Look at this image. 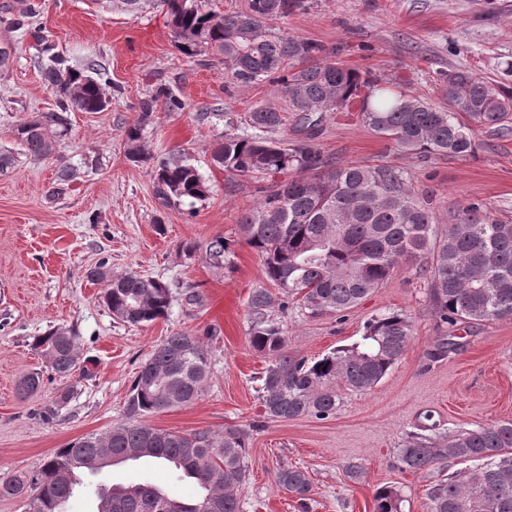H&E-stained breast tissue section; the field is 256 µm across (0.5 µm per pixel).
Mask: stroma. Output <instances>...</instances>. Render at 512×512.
<instances>
[{"instance_id":"stroma-1","label":"stroma","mask_w":512,"mask_h":512,"mask_svg":"<svg viewBox=\"0 0 512 512\" xmlns=\"http://www.w3.org/2000/svg\"><path fill=\"white\" fill-rule=\"evenodd\" d=\"M37 1L40 12L29 33L10 21L30 0H0V47L13 48L0 67V153L15 157L0 170V474L31 472L54 449L125 422L127 394L141 365L165 336L185 331L203 340L209 376L196 401L150 422L171 431L250 428L249 475L237 491L241 512H373L374 493L383 485L400 488L402 512H428L425 476L401 470L396 450L421 427L445 433L512 420V319L462 329L458 353L429 361L446 328L431 310L424 273L407 261L344 321L311 317L296 306L274 311L289 351L310 358L355 342L368 319L387 312L405 313L413 332L405 354L377 386L342 390L334 418H264L258 390L266 361L249 345L246 307L252 290L266 284L262 262L243 245L235 247L231 268L216 270L202 256L186 259L182 247L218 235L236 238L242 212L257 199L255 185L214 167L212 145L253 107L281 108L284 100L267 83L234 86L223 64L179 57L163 11L133 17L91 0ZM274 26L333 48L344 66L404 83L437 106L443 103L436 82L441 71L469 69L512 86V0H309L307 10ZM37 32L71 67L93 62L111 79L108 107L71 113L70 133L46 158L26 155L13 138L17 124L55 108L58 99L39 73ZM161 85L185 108H158L143 137L152 154H185L207 180L210 194L192 213L164 207L147 168L124 156L123 131L138 101ZM203 112L208 120H200ZM476 142L473 158L423 162L368 129L354 112L327 113L316 139L340 162L403 170L416 194L432 197L439 226L453 224L474 202L510 224L512 133L481 129ZM62 163L74 177L60 185L55 172ZM160 223L165 233H157ZM103 260L114 272L169 284L178 298L167 318L145 326L114 320L100 286L86 278ZM189 288L199 295L191 305L183 297ZM61 326L74 334L86 362L85 371L65 379L33 346L35 336ZM33 371L42 373L43 384L21 396L19 384ZM64 390L70 397L62 403ZM52 405L57 415L43 419L42 410ZM283 465L308 471L306 505L276 488L274 474ZM104 478L146 479L184 499L196 495L174 470L152 464L109 467Z\"/></svg>"}]
</instances>
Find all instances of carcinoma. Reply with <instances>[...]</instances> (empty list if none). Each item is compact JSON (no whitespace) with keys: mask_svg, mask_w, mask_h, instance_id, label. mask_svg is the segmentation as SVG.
<instances>
[{"mask_svg":"<svg viewBox=\"0 0 512 512\" xmlns=\"http://www.w3.org/2000/svg\"><path fill=\"white\" fill-rule=\"evenodd\" d=\"M112 8L133 16L147 8L165 11L180 56L224 63L235 85L271 83L289 111L299 113L298 138L289 145L268 137L284 124V116L264 104L247 112L245 129L224 131L212 150L213 165L230 177L268 181L239 220L241 238L261 256L272 284L254 289L247 300L249 343L269 361L260 377L264 418L334 417L339 390L375 387L412 336L410 318L388 312L366 321L359 341L308 359L288 352L284 331L272 318L276 308L291 303L311 315L332 313L341 319L381 288L400 261L411 259L425 264L431 307L450 328L429 358L458 352L455 331L461 325L512 318V224L490 219L483 205L471 203L441 231L430 200L415 194L407 174L386 165L340 163L315 143L324 113L356 103L362 123L403 152L422 159L470 158L477 151L476 130L512 131L511 87L455 69L439 74L443 107L397 92L380 76L336 62L334 51L321 43L273 32L270 22L307 9V0H248L245 9L224 14L202 9L197 0H112ZM34 35L41 46L42 76L59 91V101L57 108L20 123L14 138L28 154L47 157L71 131L69 113L106 107L107 80L92 66L87 74L72 69L39 32ZM161 99L170 112L185 108L166 87L140 101L124 130L125 157L148 168L163 205H192L209 195L198 168L181 153L150 154L143 140ZM235 244L216 236L202 245L187 243L182 251L188 259L201 251L219 269L231 263ZM86 277L103 285L112 318L127 325L166 317L174 301L168 284L135 272L116 273L104 261ZM33 345L59 377L80 369V351L69 330L54 328L35 337ZM208 373L199 337L186 332L165 337L131 383L125 404L130 422L67 443L27 475L1 478L0 497L28 496L26 512H64L60 502L83 485L88 465L147 459L194 482L198 496L141 497L125 484H113L97 491L95 512H240L236 490L247 479L246 429L180 432L147 421L196 401ZM397 460L402 470L425 474L450 462L474 463L429 484V512H512V420L448 435L413 432L397 450ZM275 484L306 504L307 471L281 466ZM402 502L397 487L384 485L375 491L373 512H401Z\"/></svg>","mask_w":512,"mask_h":512,"instance_id":"carcinoma-1","label":"carcinoma"}]
</instances>
